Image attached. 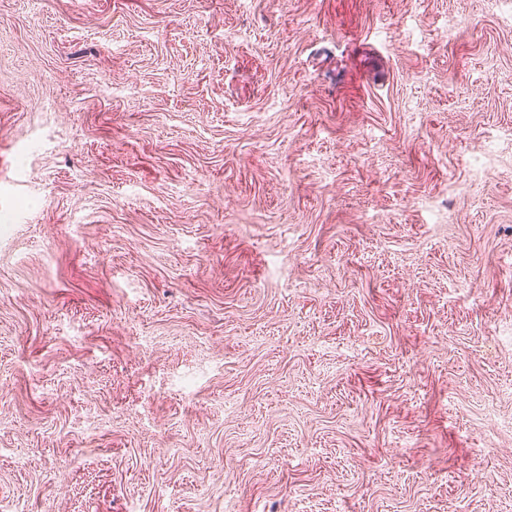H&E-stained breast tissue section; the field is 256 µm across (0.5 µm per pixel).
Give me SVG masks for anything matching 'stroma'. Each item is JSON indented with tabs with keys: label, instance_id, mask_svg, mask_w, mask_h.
Wrapping results in <instances>:
<instances>
[{
	"label": "stroma",
	"instance_id": "1",
	"mask_svg": "<svg viewBox=\"0 0 512 512\" xmlns=\"http://www.w3.org/2000/svg\"><path fill=\"white\" fill-rule=\"evenodd\" d=\"M0 0V503L512 512V18Z\"/></svg>",
	"mask_w": 512,
	"mask_h": 512
}]
</instances>
